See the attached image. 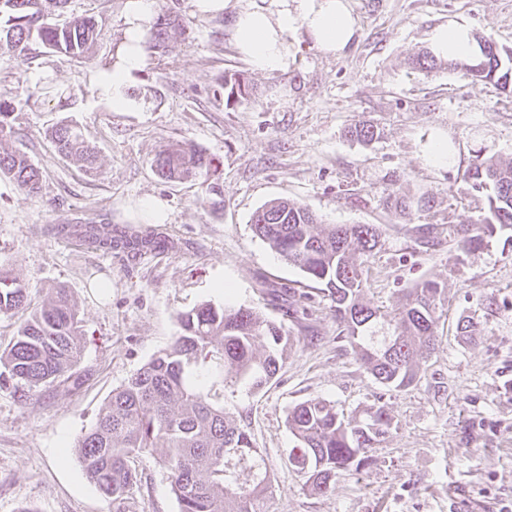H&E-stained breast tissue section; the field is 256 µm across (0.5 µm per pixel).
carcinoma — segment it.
Returning a JSON list of instances; mask_svg holds the SVG:
<instances>
[{
  "instance_id": "1",
  "label": "carcinoma",
  "mask_w": 512,
  "mask_h": 512,
  "mask_svg": "<svg viewBox=\"0 0 512 512\" xmlns=\"http://www.w3.org/2000/svg\"><path fill=\"white\" fill-rule=\"evenodd\" d=\"M68 0H0V50L21 52L35 41L50 52L81 59L88 54L101 28L93 16H74L47 22L51 11H63ZM183 21L169 10L158 15L151 28V48L164 46ZM479 54L448 60L450 71H460L512 94V50H499L491 37L474 34ZM226 101L251 96L243 77L224 78ZM348 134L364 145L380 135L377 125L357 122ZM50 137L57 151L80 163L90 174L97 156L80 132L67 124L53 127ZM158 173L177 181L193 175L210 176L213 160L200 151L175 143L155 161ZM0 174L10 177L29 196L40 189L39 169L20 152L0 154ZM467 190L486 200L484 216L448 227V242L473 253L483 249L498 231L512 227V164L489 157L471 165L463 175ZM430 199L416 197L398 186L386 200L389 209L411 220L429 207ZM253 229L286 262L321 285L333 303L338 338H346L358 360L382 385L401 390L417 377L415 359L429 353L437 342L438 303L443 288L428 280L418 284L394 315L362 301L364 265L380 243L376 224L320 225L305 206L273 200L258 209ZM61 236L77 235L101 249L122 246L136 256L166 247V239L153 231H140L121 239L112 237L110 224H56ZM0 315L17 316L16 337L0 352V365L9 379L30 390L67 382L66 373L83 351L81 319L68 291L53 288L44 303L32 308L28 285L0 272ZM180 331L170 347L158 354L124 385L112 391L108 405L94 426L75 445L86 478L114 503L126 500L137 482L134 457L164 449V465L171 472L179 512H259L268 492V476L258 459L251 435L213 401L210 390L194 378L200 363L222 369L223 382L241 381L253 390L266 387L277 374L290 336L284 326L252 308L203 303L178 317ZM387 325L388 335L375 336L372 327ZM288 428L298 442L288 460L307 475L312 492L334 489L336 474L358 472L367 465L369 452L394 428L387 410L371 407L360 417L344 420L324 400L294 406ZM253 472L252 483H238L237 472Z\"/></svg>"
}]
</instances>
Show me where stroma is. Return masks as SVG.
Returning <instances> with one entry per match:
<instances>
[{
	"mask_svg": "<svg viewBox=\"0 0 512 512\" xmlns=\"http://www.w3.org/2000/svg\"><path fill=\"white\" fill-rule=\"evenodd\" d=\"M127 2L68 0L65 16L93 15L103 26L88 60L40 49L0 54V100L14 106L0 147L24 153L42 173L34 197L0 176V268L27 284L34 307L48 289L68 288L83 333L66 385L0 386V512H179L162 450L134 458L137 483L118 506L86 479L74 443L113 390L171 345L180 313L210 302L282 320V285L306 277L253 230L255 211L275 199L307 206L323 224L380 226L382 246L364 267L369 306L395 311L426 280L444 293L436 349L401 391L376 381L337 340L332 302L317 289L285 322L291 341L264 389L225 386L213 364L199 366V380L261 451L271 479L264 512H512V228L475 253L417 243L419 225L445 240L449 225L481 217L484 202L465 192L462 176L480 156L512 162V96L444 67H408L428 48L430 29L451 20L512 48V0H352L359 31L344 55L303 42L288 70L271 74L238 55L232 10L203 14L194 0H157V11H177L185 29L146 53L116 109L100 81L121 54ZM228 74L244 75L253 95L227 103ZM358 120L377 123L380 137L368 145L347 137ZM61 123L96 151L94 174L55 150L49 131ZM434 134L453 146L451 165L424 160ZM176 141L214 159L211 180L158 175L157 156ZM396 180L432 196L433 208L416 221L397 217L386 206ZM148 201L163 210L157 229L169 239L156 254L107 253L50 230L143 231ZM463 317L476 326L465 340L457 335ZM310 399L347 417L382 405L394 419L365 469L337 474L325 495L288 461L296 440L287 415Z\"/></svg>",
	"mask_w": 512,
	"mask_h": 512,
	"instance_id": "35a3bbf8",
	"label": "stroma"
}]
</instances>
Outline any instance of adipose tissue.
<instances>
[{"label": "adipose tissue", "mask_w": 512, "mask_h": 512, "mask_svg": "<svg viewBox=\"0 0 512 512\" xmlns=\"http://www.w3.org/2000/svg\"><path fill=\"white\" fill-rule=\"evenodd\" d=\"M155 0H128L126 43L120 61L104 78L103 89L124 83L144 63L143 34ZM308 38L322 53L344 55L357 34L351 0H239L232 38L237 52L258 71L281 72L294 60V35ZM431 51L441 58L471 56L478 46L469 28L456 21L436 26Z\"/></svg>", "instance_id": "adipose-tissue-1"}]
</instances>
